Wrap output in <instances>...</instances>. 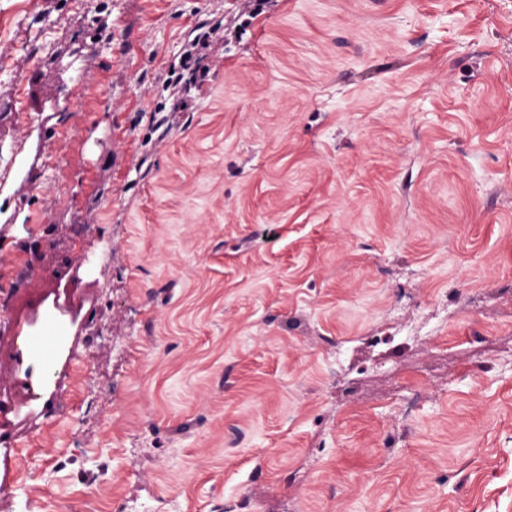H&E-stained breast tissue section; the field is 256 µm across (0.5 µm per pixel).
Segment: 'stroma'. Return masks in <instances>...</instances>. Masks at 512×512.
Instances as JSON below:
<instances>
[{
    "label": "stroma",
    "instance_id": "1",
    "mask_svg": "<svg viewBox=\"0 0 512 512\" xmlns=\"http://www.w3.org/2000/svg\"><path fill=\"white\" fill-rule=\"evenodd\" d=\"M0 381V512H512V0H0Z\"/></svg>",
    "mask_w": 512,
    "mask_h": 512
}]
</instances>
